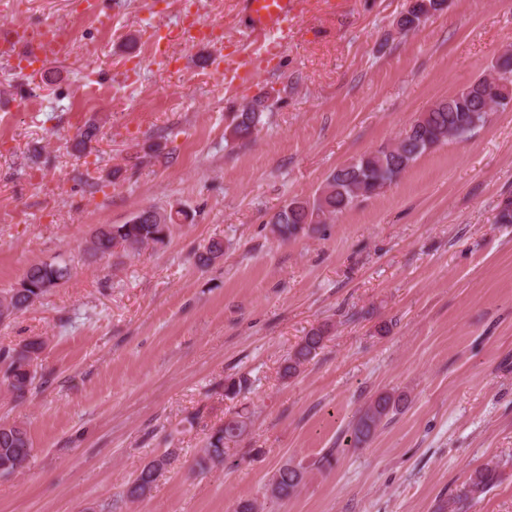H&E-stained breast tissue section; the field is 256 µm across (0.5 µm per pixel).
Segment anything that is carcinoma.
Here are the masks:
<instances>
[{
	"mask_svg": "<svg viewBox=\"0 0 512 512\" xmlns=\"http://www.w3.org/2000/svg\"><path fill=\"white\" fill-rule=\"evenodd\" d=\"M423 4L415 3L401 18L402 33L419 29L418 11ZM505 108L512 104V55L504 53L496 63V73L480 77L452 96L435 102L414 119L402 132L398 142L365 153L339 167L327 178L321 191L311 198L293 199L277 210L270 219L272 233L285 242L297 237L313 224H324L351 208L361 199L378 194L397 180L426 151L450 139H461L482 126L488 117V104ZM261 112L250 106L236 113L232 136L250 137L260 123ZM93 124L79 130L73 150L83 155L97 138ZM193 222L185 210L175 212L149 207L135 213L124 224H102L87 240L85 252L93 257L111 254L117 248L138 252L149 245L161 244L176 224ZM224 256V241L213 240L206 250L195 256L197 266L208 267ZM70 275L66 261L40 262L30 265L13 288L0 290V320L32 308L52 289ZM325 331L313 329L296 345L285 360L282 377L298 375L323 347ZM45 348L40 337L0 352V382L21 399L35 388L37 360ZM404 392H385L373 397L355 417L347 443L355 448L367 443L382 422L407 405ZM247 432L242 416L231 417L207 436L197 465L208 470L224 461L230 447ZM32 442L22 423H0V475L23 471L32 457ZM164 457L145 464L128 483L123 499L136 502L148 495L165 469ZM501 472L496 464H487L469 475L463 490L453 504H464L489 491L499 482ZM305 479V471L290 463L283 464L268 483L272 500L283 501L294 495Z\"/></svg>",
	"mask_w": 512,
	"mask_h": 512,
	"instance_id": "obj_1",
	"label": "carcinoma"
}]
</instances>
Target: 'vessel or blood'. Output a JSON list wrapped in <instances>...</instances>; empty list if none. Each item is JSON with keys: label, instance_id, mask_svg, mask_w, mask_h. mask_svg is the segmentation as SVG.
Instances as JSON below:
<instances>
[{"label": "vessel or blood", "instance_id": "1", "mask_svg": "<svg viewBox=\"0 0 512 512\" xmlns=\"http://www.w3.org/2000/svg\"><path fill=\"white\" fill-rule=\"evenodd\" d=\"M241 3L248 18L249 35L258 47L250 54L238 48L216 61L215 72L232 81L252 80L259 71L261 58L280 55L287 37L285 25L296 8L295 0H241ZM179 26L184 39L194 46L220 38L216 27L205 22H191L183 16ZM59 35L58 29L49 28L42 39L36 40L27 26L19 25L8 34L4 49L11 53L17 72L29 73L38 69L45 55L56 49ZM149 38L152 64L162 70L172 68L174 58L166 50L168 37L161 27H150Z\"/></svg>", "mask_w": 512, "mask_h": 512}]
</instances>
